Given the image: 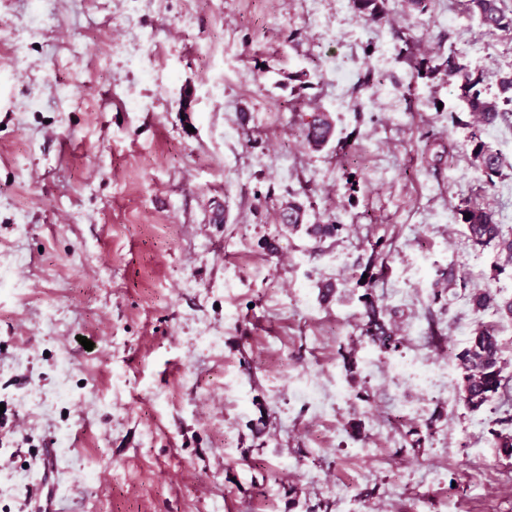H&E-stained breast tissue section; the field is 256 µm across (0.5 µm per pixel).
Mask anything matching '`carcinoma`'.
Here are the masks:
<instances>
[{
	"mask_svg": "<svg viewBox=\"0 0 512 512\" xmlns=\"http://www.w3.org/2000/svg\"><path fill=\"white\" fill-rule=\"evenodd\" d=\"M351 4L358 14L369 20L379 18L385 10V0H351ZM468 13L488 33L512 30V13H506L500 6V0H468ZM399 54L427 77L453 82L457 98L465 110L476 117V123L470 130L475 164L490 176L500 174L502 158L482 139L481 127L494 125L505 117L504 106L512 103V77L502 79L499 92L492 95L482 87V73L468 68L455 55H449L435 64L431 58L417 56L406 38L402 40ZM333 132L331 123L323 120L321 114L313 113L305 123L304 138L310 148L317 150L330 141ZM458 211L462 216L470 215L463 223L467 224L469 237L475 245L484 247L494 243L505 255L506 261L512 263V238L503 237L492 209L463 201ZM473 302L478 307L496 305L512 316V299L500 301L495 295L483 292L474 295ZM365 316L364 337L381 351L397 350L401 345L400 339L385 328L377 306L370 300L365 301ZM455 359L462 374V400L469 409H481L500 393L504 381L500 366L501 343L494 329L476 330Z\"/></svg>",
	"mask_w": 512,
	"mask_h": 512,
	"instance_id": "carcinoma-1",
	"label": "carcinoma"
}]
</instances>
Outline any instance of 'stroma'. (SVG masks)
I'll return each mask as SVG.
<instances>
[{
	"label": "stroma",
	"mask_w": 512,
	"mask_h": 512,
	"mask_svg": "<svg viewBox=\"0 0 512 512\" xmlns=\"http://www.w3.org/2000/svg\"><path fill=\"white\" fill-rule=\"evenodd\" d=\"M401 36L489 91L512 74V32L467 0L374 21L350 0H0V512H25L48 448L56 512H512L491 434L512 390L468 410L454 362L491 327L512 380V317L473 303L512 299V266L458 215L476 201L512 236V116L484 129L487 178L473 115ZM368 299L397 351L362 336ZM322 113H313L310 120L305 123L304 138L312 149H320L326 145L333 136V126L321 117Z\"/></svg>",
	"instance_id": "1"
}]
</instances>
